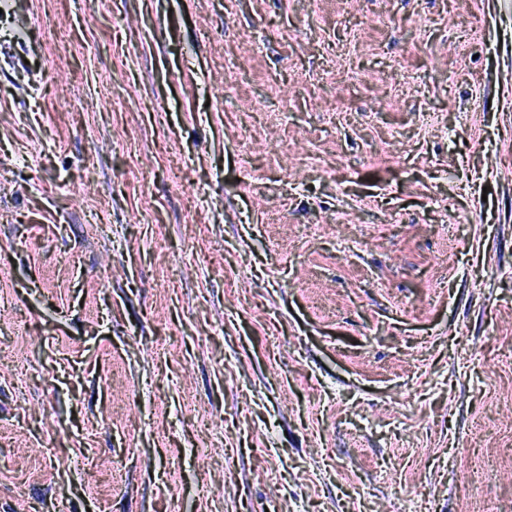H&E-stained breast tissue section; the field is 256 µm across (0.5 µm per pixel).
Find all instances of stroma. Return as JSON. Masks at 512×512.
<instances>
[{
  "label": "stroma",
  "mask_w": 512,
  "mask_h": 512,
  "mask_svg": "<svg viewBox=\"0 0 512 512\" xmlns=\"http://www.w3.org/2000/svg\"><path fill=\"white\" fill-rule=\"evenodd\" d=\"M485 498L512 512V0H9L0 512Z\"/></svg>",
  "instance_id": "obj_1"
}]
</instances>
